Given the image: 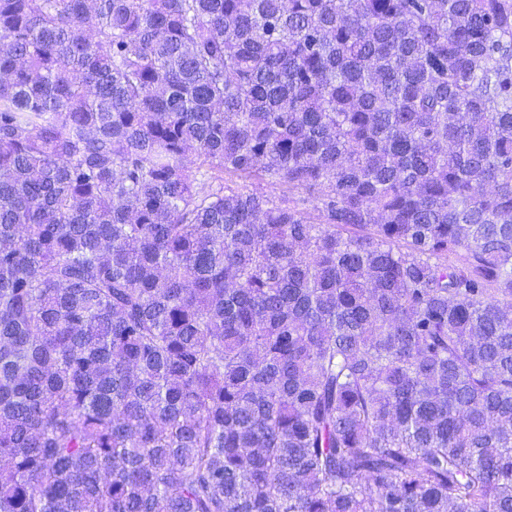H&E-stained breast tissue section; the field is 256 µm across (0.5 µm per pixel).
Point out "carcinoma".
I'll list each match as a JSON object with an SVG mask.
<instances>
[{
    "instance_id": "1",
    "label": "carcinoma",
    "mask_w": 512,
    "mask_h": 512,
    "mask_svg": "<svg viewBox=\"0 0 512 512\" xmlns=\"http://www.w3.org/2000/svg\"><path fill=\"white\" fill-rule=\"evenodd\" d=\"M0 512H512V0H0Z\"/></svg>"
}]
</instances>
